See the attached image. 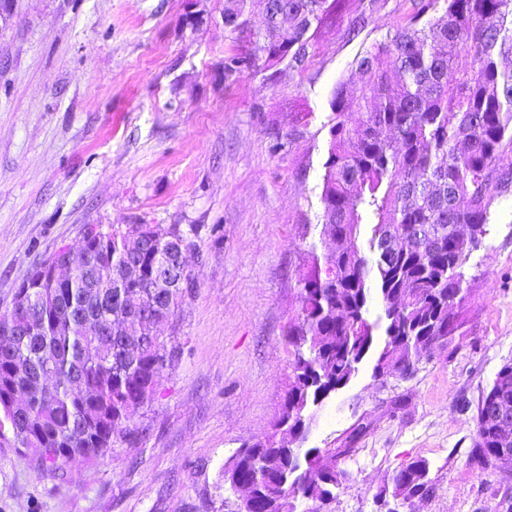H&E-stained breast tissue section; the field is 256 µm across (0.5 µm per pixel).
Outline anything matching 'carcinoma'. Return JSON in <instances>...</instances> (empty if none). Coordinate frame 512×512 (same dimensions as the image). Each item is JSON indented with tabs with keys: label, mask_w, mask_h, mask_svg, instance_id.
Listing matches in <instances>:
<instances>
[{
	"label": "carcinoma",
	"mask_w": 512,
	"mask_h": 512,
	"mask_svg": "<svg viewBox=\"0 0 512 512\" xmlns=\"http://www.w3.org/2000/svg\"><path fill=\"white\" fill-rule=\"evenodd\" d=\"M225 0L230 47L224 75L302 65L317 31L353 0ZM264 15L255 29L250 15ZM443 11L431 21L428 11ZM469 57L459 70V53ZM358 81L331 95L328 155L320 193L319 239L336 242L324 257L307 250L299 277L300 308L289 327V377L282 419L264 440L237 450L215 489H252L246 512H296L297 502H329L350 479L330 449L301 448L314 409L345 387L371 353L373 378L408 379L462 327L469 293L465 266L486 235L494 181L512 146V0H426L394 33L357 60ZM84 248L62 247L96 288L49 287L26 278L0 315V430L54 482L75 463H99L116 438L133 441L135 422L178 346L159 326L173 323L184 287L161 297L149 288L167 237L198 245L177 224H86ZM128 261L139 279L115 287L113 269ZM377 296L382 314L367 317ZM93 313L104 331H84ZM24 410L11 409L15 396ZM496 398L512 403V360L482 392L475 414L471 465L494 466L512 451V430L484 418ZM307 464L314 477L298 474ZM433 490L429 462L402 465L376 494L383 503Z\"/></svg>",
	"instance_id": "carcinoma-1"
}]
</instances>
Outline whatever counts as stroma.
Here are the masks:
<instances>
[{"instance_id":"1","label":"stroma","mask_w":512,"mask_h":512,"mask_svg":"<svg viewBox=\"0 0 512 512\" xmlns=\"http://www.w3.org/2000/svg\"><path fill=\"white\" fill-rule=\"evenodd\" d=\"M411 9L378 0L324 28L304 69L228 78L224 0H0V310L86 224H177L201 251L136 443L56 487L0 442V512H224L219 469L282 412L332 91ZM493 195L463 327L406 380L377 384L366 357L317 408L306 445L342 449L351 476L324 512H382L379 487L418 457L435 489L415 512H512V479L467 463L512 359V182Z\"/></svg>"}]
</instances>
